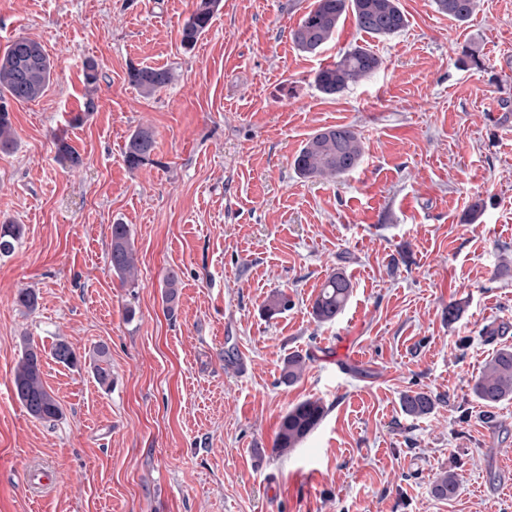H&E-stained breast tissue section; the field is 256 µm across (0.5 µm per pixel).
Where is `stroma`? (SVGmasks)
<instances>
[{
	"label": "stroma",
	"mask_w": 512,
	"mask_h": 512,
	"mask_svg": "<svg viewBox=\"0 0 512 512\" xmlns=\"http://www.w3.org/2000/svg\"><path fill=\"white\" fill-rule=\"evenodd\" d=\"M312 2L223 0L187 50L197 0H0V54L24 36L53 64L40 98L10 102L15 146L0 152V223L23 227L0 257V512H512V401L471 391L512 347V0H477L464 24L400 0L398 35L349 17L309 55L289 32ZM355 45L380 71L320 94L315 72ZM139 65L174 80L142 96L126 80ZM336 125L359 133V167L301 177V146ZM139 128L156 149L132 170ZM61 138L81 166L60 160ZM117 223L131 285L109 264ZM335 272L353 292L323 324L312 304ZM280 293L288 308L269 313ZM60 339L83 356L106 344L111 387L56 363ZM28 341L62 406L53 423L13 393ZM292 354L305 371L288 385ZM410 390L440 401L409 416ZM309 398L322 423L275 454L282 416ZM34 461L54 489L30 493ZM446 471L460 478L450 500L433 493ZM155 149L153 133L145 128L133 132L126 141L124 160L127 166L134 170L149 161ZM109 259L112 272L121 282L135 280V252L128 225H112Z\"/></svg>",
	"instance_id": "obj_1"
}]
</instances>
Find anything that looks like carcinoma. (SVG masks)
<instances>
[{
  "instance_id": "carcinoma-1",
  "label": "carcinoma",
  "mask_w": 512,
  "mask_h": 512,
  "mask_svg": "<svg viewBox=\"0 0 512 512\" xmlns=\"http://www.w3.org/2000/svg\"><path fill=\"white\" fill-rule=\"evenodd\" d=\"M222 0H198L195 11L185 22L181 43L193 48L210 28ZM438 12L457 21H466L473 14L476 0H434ZM352 13L359 30L377 38L388 39L406 27L399 0H314L297 27L291 31L295 47L308 54L322 52L335 38L339 22ZM382 59L372 50L354 46L341 52L336 60L320 67L314 75V85L323 95L334 97L349 87L375 75ZM52 65L41 45L31 39H15L0 57V100L7 97L18 102L39 98L50 83ZM127 81L145 95L168 86L172 73L166 67L132 66ZM14 142L12 125L6 105H0V152ZM57 155L71 166L82 164V158L63 140L56 143ZM155 149L153 133L145 128L133 132L126 141L124 160L134 170L150 159ZM363 155V143L349 125H336L319 130L305 142L294 159L295 170L303 177H332L348 174L358 167ZM22 234L19 224L0 225V255L8 256L15 250ZM112 272L121 282L135 280V252L129 226L111 227L109 252ZM351 281L340 273L330 275L323 283L312 305V314L320 323H333L341 315L351 297ZM53 359L67 367H77L82 356L64 340L52 348ZM95 379L102 386L112 384V368L107 345L100 344L89 356ZM305 367L302 356L288 357L282 369V380L292 383ZM13 393L27 414L41 422H54L63 411L44 381L42 350L32 343L24 344L14 370ZM472 392L482 405L494 408L512 399V347L497 350L485 363ZM437 397L427 391H409L402 396V407L411 416H425L433 411ZM326 415L319 400H304L282 417L275 452L286 454L296 448ZM460 478L454 472L441 475L433 487L440 499H451L458 493Z\"/></svg>"
}]
</instances>
